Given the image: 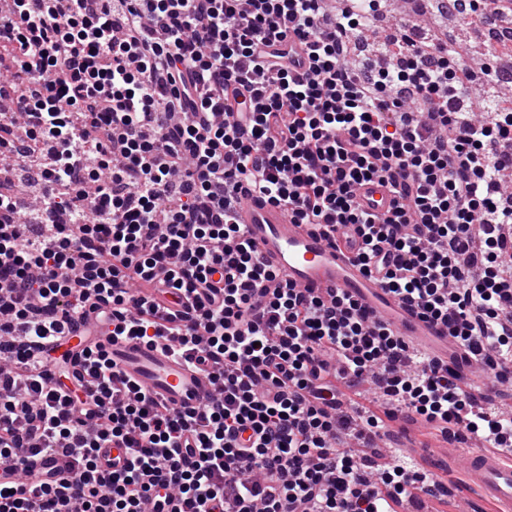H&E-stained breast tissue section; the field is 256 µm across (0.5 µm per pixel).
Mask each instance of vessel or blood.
I'll use <instances>...</instances> for the list:
<instances>
[{
	"instance_id": "b4317fda",
	"label": "vessel or blood",
	"mask_w": 512,
	"mask_h": 512,
	"mask_svg": "<svg viewBox=\"0 0 512 512\" xmlns=\"http://www.w3.org/2000/svg\"><path fill=\"white\" fill-rule=\"evenodd\" d=\"M358 200L372 212H385L391 194L379 182L364 184ZM239 221L245 224L260 258L288 281L316 292L341 290L357 299L375 319L391 326L415 347L470 375L475 362L465 357L445 326L432 323L403 305L354 260L351 253L303 224L293 223L284 208L248 200L242 204ZM107 349L123 379L149 391L156 399L180 411H194L216 404L220 390L211 375L158 345L135 340L113 342L112 327L93 322L87 336L68 337L64 350L79 361L88 344ZM27 487L41 483L47 473L63 474L72 467L69 457L44 454L29 462ZM466 489H476L512 512V458L474 449L466 463Z\"/></svg>"
}]
</instances>
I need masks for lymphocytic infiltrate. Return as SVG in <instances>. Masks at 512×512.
<instances>
[{"instance_id":"obj_1","label":"lymphocytic infiltrate","mask_w":512,"mask_h":512,"mask_svg":"<svg viewBox=\"0 0 512 512\" xmlns=\"http://www.w3.org/2000/svg\"><path fill=\"white\" fill-rule=\"evenodd\" d=\"M362 0H11L0 38V155L41 168L42 205L0 192V512H394L436 483L366 451L384 418L470 432L512 457V106L452 111L473 70L441 37L354 42ZM297 43L304 61L277 51ZM385 184L386 213L363 183ZM344 242L388 292L448 325L491 382L410 350L340 291L298 288L239 224L244 194ZM214 370L221 400L181 412L136 392L98 345L60 350L86 316ZM378 379L385 416L344 410ZM249 433L241 444V433ZM129 451L99 468L102 444ZM69 476L26 488L19 455ZM391 193L378 181L364 184L358 190V200L362 206L375 213H384L390 206ZM30 471L25 478L27 488L41 483L47 472L63 474L72 467L71 459L62 454H44L34 457L29 462Z\"/></svg>"}]
</instances>
